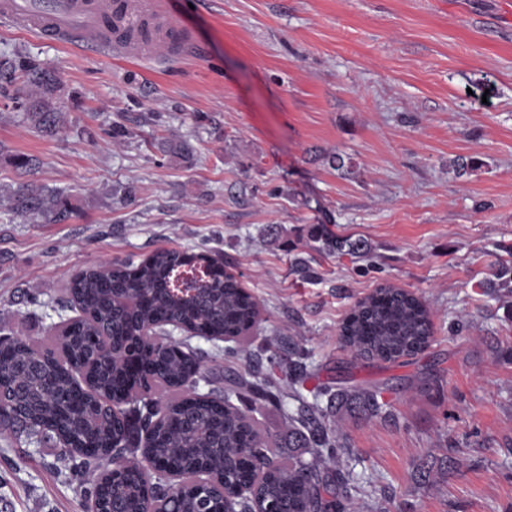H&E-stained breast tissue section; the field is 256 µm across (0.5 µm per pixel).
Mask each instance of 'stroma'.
Listing matches in <instances>:
<instances>
[{
  "mask_svg": "<svg viewBox=\"0 0 512 512\" xmlns=\"http://www.w3.org/2000/svg\"><path fill=\"white\" fill-rule=\"evenodd\" d=\"M152 3L200 55L86 54L0 21V53L55 71L63 111L43 135L0 98V326L42 339L68 316L58 301L75 272L206 250L259 315L234 362L192 339L200 392L223 395L265 347H305L307 402L326 406L328 386L383 405L340 420L357 512H512V293L487 287L512 264V0ZM16 154L38 168H15ZM472 157L482 167L457 175ZM26 183L65 191L77 217L16 218L7 196ZM322 225L366 241L368 258L313 251ZM383 284L432 321L428 346L395 362L338 340ZM231 402L291 455L296 401ZM93 480L27 435L0 436L7 512H82Z\"/></svg>",
  "mask_w": 512,
  "mask_h": 512,
  "instance_id": "35a3bbf8",
  "label": "stroma"
}]
</instances>
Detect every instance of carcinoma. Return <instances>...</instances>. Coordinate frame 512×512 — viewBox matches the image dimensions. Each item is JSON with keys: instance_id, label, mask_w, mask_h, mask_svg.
<instances>
[{"instance_id": "cac0c4a2", "label": "carcinoma", "mask_w": 512, "mask_h": 512, "mask_svg": "<svg viewBox=\"0 0 512 512\" xmlns=\"http://www.w3.org/2000/svg\"><path fill=\"white\" fill-rule=\"evenodd\" d=\"M33 78L37 92L24 98L14 90L17 74ZM60 82L55 73L33 58L15 53L0 55V97L16 104L38 133H51L61 122ZM9 211L22 219L60 223L77 215V208L62 190L23 184L10 194ZM318 250L328 254L360 255L366 244L360 239L314 231ZM175 250H160L138 265L114 260L103 267L79 271L64 289L59 306L77 312L62 320L47 343H35L8 331L0 340V384L15 390L13 403L5 404L0 428L14 433H40L60 457L75 461L87 473L109 472L123 466L130 455H148L170 463L185 473L208 464L231 492L258 472H265L257 496L235 504L238 512H353L349 479L340 468L347 447L341 425L329 419L318 405L304 402L296 385L303 379L307 352L294 350L288 358L268 356V368L251 375L235 376L231 386L268 400L279 401L282 387L291 384L290 397L300 403L299 424L288 430V447L305 448L310 459L292 457L279 461L271 444L259 435L240 409L221 408L211 399H191L189 391L199 375L198 362L189 340L171 343L166 329L172 323L191 325L206 336L244 335L255 323L257 303L237 278L217 269L192 295L171 290ZM149 328L151 334L141 335ZM432 334L429 311L413 294L393 286H381L358 303L341 327L342 343L356 352L381 360H396L423 349ZM100 359L95 385L97 394L123 403L120 415L101 413L80 399L61 400L71 389L84 359ZM161 388L170 394L165 405L146 392ZM320 394L336 400V407L367 419L382 408L370 390ZM58 423L76 433L93 430L101 448L87 456L56 447L50 424ZM151 430L148 446L141 445ZM91 494L122 512H142L147 500L168 495V488L148 477L115 481L97 480ZM218 499H205L191 490L175 494L173 512H219Z\"/></svg>"}]
</instances>
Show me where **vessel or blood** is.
Returning <instances> with one entry per match:
<instances>
[{
  "label": "vessel or blood",
  "mask_w": 512,
  "mask_h": 512,
  "mask_svg": "<svg viewBox=\"0 0 512 512\" xmlns=\"http://www.w3.org/2000/svg\"><path fill=\"white\" fill-rule=\"evenodd\" d=\"M0 16L86 53L166 62L192 51L177 26L144 0H0Z\"/></svg>",
  "instance_id": "vessel-or-blood-1"
}]
</instances>
